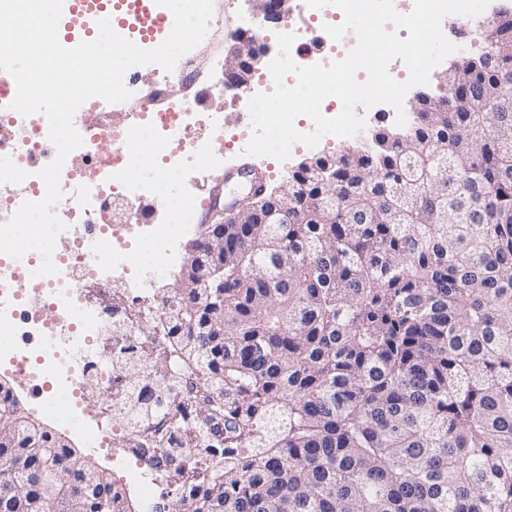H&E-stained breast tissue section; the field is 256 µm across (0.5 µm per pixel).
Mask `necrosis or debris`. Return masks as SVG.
I'll list each match as a JSON object with an SVG mask.
<instances>
[{"label":"necrosis or debris","mask_w":512,"mask_h":512,"mask_svg":"<svg viewBox=\"0 0 512 512\" xmlns=\"http://www.w3.org/2000/svg\"><path fill=\"white\" fill-rule=\"evenodd\" d=\"M16 91L14 78L0 71V152L14 158L10 169L0 170V225L23 202L44 198L38 172L56 156L46 117L13 109ZM214 96L237 103L246 94L225 89L210 67L187 54L173 72L155 70L147 97L133 101L140 114L136 123L115 121L101 98L88 99L75 123L83 144L65 161L64 197L53 208L66 225L52 254L56 274L37 275V251L19 259L0 254L6 374L91 450H109L143 512H158L157 492L165 487L200 497L205 487L194 482V474L221 462L224 450L214 446L182 455L172 442L176 429L190 431L214 390L205 368L185 365L158 289L180 258L179 244L191 232L202 199L154 178L130 177L131 153L144 133L171 179L195 162L219 175L223 155L216 146L224 141V113L200 111ZM141 356L178 365V386L151 372L131 382L125 364ZM90 384L100 388L101 404L86 400ZM60 389L71 396L63 409L52 400Z\"/></svg>","instance_id":"1"}]
</instances>
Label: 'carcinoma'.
<instances>
[{
  "label": "carcinoma",
  "instance_id": "carcinoma-1",
  "mask_svg": "<svg viewBox=\"0 0 512 512\" xmlns=\"http://www.w3.org/2000/svg\"><path fill=\"white\" fill-rule=\"evenodd\" d=\"M377 129L300 162L286 224H224L169 330L209 369L224 468L172 512H512V13ZM57 472L58 503L40 475ZM112 476L0 405V512H127Z\"/></svg>",
  "mask_w": 512,
  "mask_h": 512
}]
</instances>
